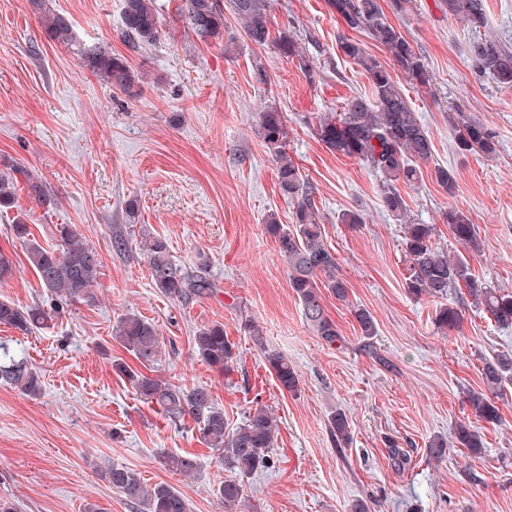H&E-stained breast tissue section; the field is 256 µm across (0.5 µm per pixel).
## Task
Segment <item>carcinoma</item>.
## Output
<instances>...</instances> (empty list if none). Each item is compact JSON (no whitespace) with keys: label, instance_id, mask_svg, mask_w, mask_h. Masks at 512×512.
Segmentation results:
<instances>
[{"label":"carcinoma","instance_id":"1","mask_svg":"<svg viewBox=\"0 0 512 512\" xmlns=\"http://www.w3.org/2000/svg\"><path fill=\"white\" fill-rule=\"evenodd\" d=\"M38 14L47 37L70 44L73 41L69 19L53 10L49 0H29ZM327 7L342 21L344 32L338 34V48L351 59L371 83L368 95L347 100L343 111L318 122L315 133L331 152L365 163L382 184V206L403 222L401 248L408 268L403 287L415 299L438 298L434 323L441 331L460 328L463 320L464 295H469L490 319L501 327L512 326V291L492 288L477 277L463 254H448L435 242L433 224H419L408 217V203L397 189L403 183L412 187L424 179L423 166L433 156L428 130L405 97L398 76L427 86L432 77L422 55L415 50L403 31L389 20L382 0H326ZM448 16L463 26L481 31L487 27L486 0H443ZM229 8L242 22L246 39L265 48L274 46L280 56L297 60L301 69L312 74L309 59L300 44L287 31L271 33L269 0H229ZM179 17L199 40H219L224 35L223 0H181ZM159 17L155 0H123L122 35L133 47H146L157 40ZM364 34L374 40L386 54L382 60L370 53L362 41L352 34ZM472 54L477 68L492 77L502 88L512 89V50L497 39L484 36L474 40ZM83 66L100 77L111 88L129 93L136 76L125 57L99 47L78 49ZM257 135L273 157L279 190L294 202L291 224H280L275 215L268 216L266 231L277 243L278 251L288 266V279L306 323L330 347L343 346L344 337L327 314L322 298L326 289L339 301L347 299L348 286L337 272L334 253L323 240L324 216L315 203L318 188L303 177L299 166L288 154V134L283 113L272 106L258 113ZM455 144L462 154L496 153L492 134L483 123L471 118L455 124ZM431 176L446 192L453 193L456 176L453 170L436 166ZM24 181L28 196L46 202L42 180L25 167L14 165L0 171V208L14 204V190ZM454 240L465 250L480 248L478 235L470 218L450 207L443 214ZM17 238L23 240L26 258L43 288L69 303L90 304L95 301L94 286L101 268L98 251L85 243L69 224L60 225V243L45 247L31 232L29 225H13ZM148 268L155 288L171 299H185L206 293L211 284L177 266L171 258L168 243L151 236L146 242ZM364 339L377 335L371 313L353 310ZM51 320V312L40 305L20 306L0 300V325L27 335ZM255 347L263 355L272 376L289 393L298 391L299 379L288 358L269 348L257 326L242 322ZM114 339L142 366L153 365L159 356L160 333L148 319L127 313L113 328ZM194 354L209 367L226 376L237 362L235 344L224 336L221 323L203 326L192 336ZM140 399L159 406L173 421L191 418L197 425L203 443L217 452L224 465V481L217 496L224 502V512H241L246 498L247 480L274 464L277 432L273 416L262 405L248 411L244 420L230 426L224 408L215 403L205 386H188L157 375L145 374L124 362L115 363ZM483 388L471 389L467 402L475 420L457 424L453 438L457 447L480 455L485 448L482 427L478 422L495 424L501 415L495 398L512 387V353L497 351L484 358L480 371ZM0 384L36 397L42 390V379L28 365L27 359L0 346ZM329 430L337 445H345L351 437L345 413L335 409L329 417ZM164 466L185 477L199 469L192 453L162 455ZM105 478L124 500L141 512H190L183 493L165 483L148 484L134 469L111 464Z\"/></svg>","mask_w":512,"mask_h":512}]
</instances>
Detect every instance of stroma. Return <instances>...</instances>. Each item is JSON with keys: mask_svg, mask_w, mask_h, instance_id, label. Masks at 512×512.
I'll return each instance as SVG.
<instances>
[{"mask_svg": "<svg viewBox=\"0 0 512 512\" xmlns=\"http://www.w3.org/2000/svg\"><path fill=\"white\" fill-rule=\"evenodd\" d=\"M179 2L156 0L159 37L141 49L121 34L122 0H50L70 19L77 44L127 59L140 78L129 95L82 66L73 48L49 40L28 0H0V164L37 173L48 195L41 204L20 189L13 207L0 211V252L16 265L0 282V300L56 311L26 336L0 326V343L43 379L36 398L0 385V498L18 512H85L90 502L138 512L101 474L114 463L177 487L190 512H224L217 496L224 471L194 422H171L112 367L127 356L112 329L135 312L162 336L156 373L210 388L231 424L257 402L273 413L276 462L250 478L245 512H351L359 500L369 512H512V390L498 403L501 422L484 429L480 456L452 446L440 460L427 454L434 436L451 437L471 416L466 392L481 386L484 356L512 350V328L469 303L460 330H437L435 301L414 299L403 286L401 226L381 205L375 173L332 153L315 134L321 117L370 91L366 74L337 48L342 22L325 0H271L273 30L301 43L316 67L310 76L273 47L251 45L230 12L224 37L236 40L235 50L200 41L180 21ZM391 20L433 75L427 88L407 78L401 85L429 132L434 162L457 180L451 194L429 177L402 187L410 215L435 225L439 246L456 253L441 217L451 206L465 212L480 243L468 256L472 268L512 291V90L477 70L474 36L443 0H416L413 12ZM267 105L283 112L288 152L319 189L324 240L348 284L346 301L323 296L345 338L339 349L306 323L266 232L268 215L288 224L294 211L254 130ZM458 112L488 128L495 155L457 152L448 118ZM346 209L359 211L363 224L337 223ZM19 221L45 246L56 244L60 225H73L99 252L95 304L56 307L11 231ZM118 230L127 239L122 253L112 247ZM146 234L164 238L175 263L209 280L212 292L176 300L155 288L141 245ZM356 308L375 320L372 342L360 333ZM246 319L292 363L297 393L270 375L241 329ZM215 322L240 355L228 378L192 353L195 330ZM335 409L351 427L342 448L328 430ZM391 440L410 456L404 467L389 458ZM165 452L194 453L196 476L166 469Z\"/></svg>", "mask_w": 512, "mask_h": 512, "instance_id": "35a3bbf8", "label": "stroma"}]
</instances>
